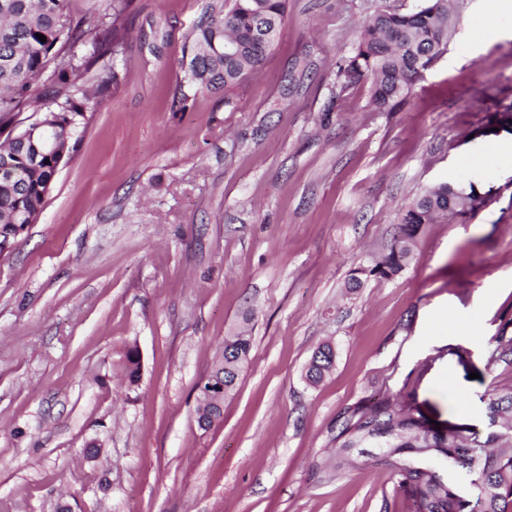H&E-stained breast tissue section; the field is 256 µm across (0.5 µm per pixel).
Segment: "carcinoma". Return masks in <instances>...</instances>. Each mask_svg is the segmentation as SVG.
Instances as JSON below:
<instances>
[{
    "label": "carcinoma",
    "instance_id": "1",
    "mask_svg": "<svg viewBox=\"0 0 512 512\" xmlns=\"http://www.w3.org/2000/svg\"><path fill=\"white\" fill-rule=\"evenodd\" d=\"M130 2L101 0L107 36L94 43V55L115 60L123 54ZM287 2L232 0L229 6L226 0H212L184 36L183 76L171 111H189L197 93L211 88L224 89L225 104H231L230 94L263 66L278 40ZM451 31L448 0H420L409 12L378 9L364 22L338 77L347 84L370 81L372 103L392 112L446 51ZM82 43L84 31L70 18L65 0H0V126L12 123L14 113L24 108L42 113L44 124L0 142V158L10 163L0 172V226L37 221L49 180L69 157L70 141L85 124L86 112L110 85L118 84L115 71L112 84L102 83L93 92L75 82L87 65L78 53ZM450 207L458 217L472 214L458 186L448 182L406 203L394 244L369 273L390 277L402 272L422 226L448 219ZM251 349V337L243 333L224 337V363L208 373L224 382V396L236 390ZM334 357L331 345L318 347L306 365V383L319 384ZM487 361L512 370V319L503 321L492 337ZM414 402L411 391L347 409L336 423V468L354 464L363 441L374 465L391 473L414 512H512V384L504 382L487 393L482 436L467 424L434 431L413 410ZM454 472L470 478V495L459 492Z\"/></svg>",
    "mask_w": 512,
    "mask_h": 512
}]
</instances>
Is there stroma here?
<instances>
[{
    "label": "stroma",
    "instance_id": "35a3bbf8",
    "mask_svg": "<svg viewBox=\"0 0 512 512\" xmlns=\"http://www.w3.org/2000/svg\"><path fill=\"white\" fill-rule=\"evenodd\" d=\"M486 2L453 0L446 53L395 111L337 70L368 14L419 0H288L232 98L174 112L181 36L209 0H133L123 56L88 73L117 87L0 254V512H412L371 461L335 470L333 438L419 367L423 414L484 432L504 378L486 351L512 318V133L474 132L512 112V11ZM468 181L486 206L347 292L409 198ZM239 329L250 359L201 430L198 384ZM325 342L334 368L306 387Z\"/></svg>",
    "mask_w": 512,
    "mask_h": 512
}]
</instances>
